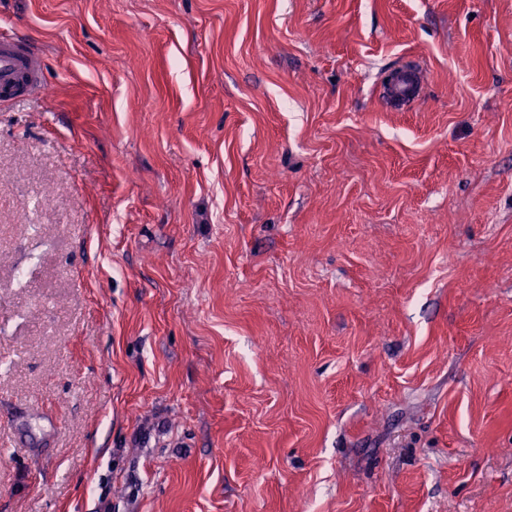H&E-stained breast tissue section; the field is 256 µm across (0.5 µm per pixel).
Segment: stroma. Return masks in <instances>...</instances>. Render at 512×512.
<instances>
[{
    "instance_id": "35a3bbf8",
    "label": "stroma",
    "mask_w": 512,
    "mask_h": 512,
    "mask_svg": "<svg viewBox=\"0 0 512 512\" xmlns=\"http://www.w3.org/2000/svg\"><path fill=\"white\" fill-rule=\"evenodd\" d=\"M0 33V512H512V0ZM44 88L39 50L13 36H0V101L34 95ZM417 67L400 68L392 74L386 86L387 94L395 101L413 102L419 97Z\"/></svg>"
}]
</instances>
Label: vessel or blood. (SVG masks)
Listing matches in <instances>:
<instances>
[{
    "instance_id": "obj_1",
    "label": "vessel or blood",
    "mask_w": 512,
    "mask_h": 512,
    "mask_svg": "<svg viewBox=\"0 0 512 512\" xmlns=\"http://www.w3.org/2000/svg\"><path fill=\"white\" fill-rule=\"evenodd\" d=\"M419 71L415 67L395 71L386 86L396 101L412 102L419 97ZM44 88L38 49L18 38L0 36V101L40 93Z\"/></svg>"
}]
</instances>
